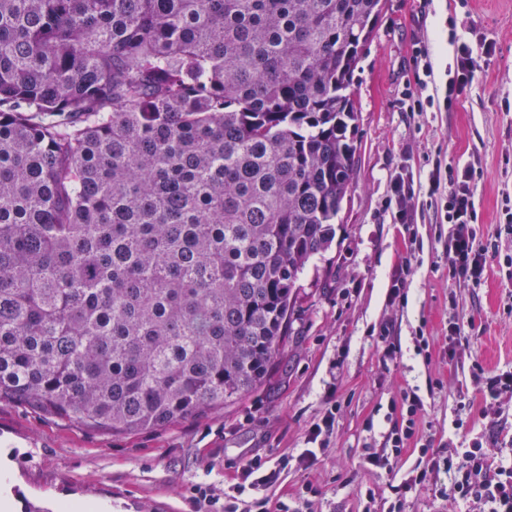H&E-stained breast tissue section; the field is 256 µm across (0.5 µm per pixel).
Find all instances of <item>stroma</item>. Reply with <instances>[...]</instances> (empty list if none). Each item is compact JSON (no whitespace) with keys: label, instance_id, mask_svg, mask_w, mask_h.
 I'll return each mask as SVG.
<instances>
[{"label":"stroma","instance_id":"1","mask_svg":"<svg viewBox=\"0 0 512 512\" xmlns=\"http://www.w3.org/2000/svg\"><path fill=\"white\" fill-rule=\"evenodd\" d=\"M487 39L496 51L450 111H410L404 93L428 50L437 87L453 67L450 34ZM358 100L353 188L334 221V239L297 283L292 334L270 385L200 420L132 436H109L56 421L21 404L0 402V456L14 470L20 512L36 505L60 512L62 499L105 502L110 512H194L193 489L216 497L236 484L243 461L259 456L280 468L266 496L300 512H379L390 488L411 476L421 453L410 447L388 464H364L381 450L398 417L393 399L417 395L424 438L434 451L485 434L480 409L512 410V397H488L474 364L486 372L512 369V236L498 235L503 193H512V0H385L377 34L354 73ZM478 161L484 242L497 246L479 285L448 276L442 240L450 225L424 208L408 238L388 208L392 174L406 168L427 178L435 163ZM406 302L390 301L395 275ZM463 325L451 340L450 323ZM390 336L381 337L383 325ZM330 431L310 438L327 413ZM314 449L318 461L301 455ZM435 485L408 494L404 512H480ZM314 492L305 501L303 486ZM372 490L367 502L361 490Z\"/></svg>","mask_w":512,"mask_h":512}]
</instances>
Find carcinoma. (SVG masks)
I'll return each mask as SVG.
<instances>
[{
    "label": "carcinoma",
    "instance_id": "carcinoma-1",
    "mask_svg": "<svg viewBox=\"0 0 512 512\" xmlns=\"http://www.w3.org/2000/svg\"><path fill=\"white\" fill-rule=\"evenodd\" d=\"M384 0H0V402L112 436L264 386Z\"/></svg>",
    "mask_w": 512,
    "mask_h": 512
}]
</instances>
